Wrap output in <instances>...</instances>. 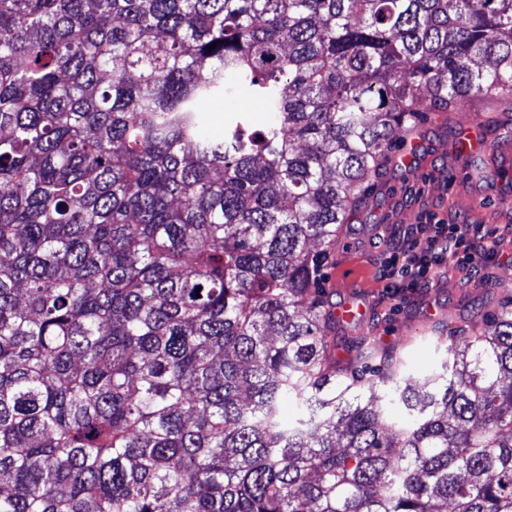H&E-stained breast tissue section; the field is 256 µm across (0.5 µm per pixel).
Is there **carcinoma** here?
<instances>
[{
	"label": "carcinoma",
	"instance_id": "carcinoma-1",
	"mask_svg": "<svg viewBox=\"0 0 512 512\" xmlns=\"http://www.w3.org/2000/svg\"><path fill=\"white\" fill-rule=\"evenodd\" d=\"M474 98L512 0H0V512H512V297L411 373L314 288ZM249 97L241 90L232 91L225 100L213 102L208 106L207 112V135L212 139H221L224 137V128L227 122L232 118L244 113L248 120L254 126H262L268 119V113L262 112V106L259 101L249 97L255 102V106L250 111H237L233 107L235 103ZM231 111V112H226Z\"/></svg>",
	"mask_w": 512,
	"mask_h": 512
}]
</instances>
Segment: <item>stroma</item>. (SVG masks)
Segmentation results:
<instances>
[{"instance_id": "obj_1", "label": "stroma", "mask_w": 512, "mask_h": 512, "mask_svg": "<svg viewBox=\"0 0 512 512\" xmlns=\"http://www.w3.org/2000/svg\"><path fill=\"white\" fill-rule=\"evenodd\" d=\"M476 117L465 99L452 117L427 113L423 137L402 151L399 166L387 168L322 271L333 302H343L353 291L367 300L366 322L382 345L404 354L412 371L439 367L446 357L444 346L429 338L425 308L437 310L449 333L481 323L498 299L512 295V165L504 160L512 153V112H498L497 124L483 132L482 146L458 151ZM483 163L491 175L477 173ZM429 213L451 224L478 225L496 239L502 257L477 275L445 267L430 288L393 295L379 273L410 226Z\"/></svg>"}]
</instances>
